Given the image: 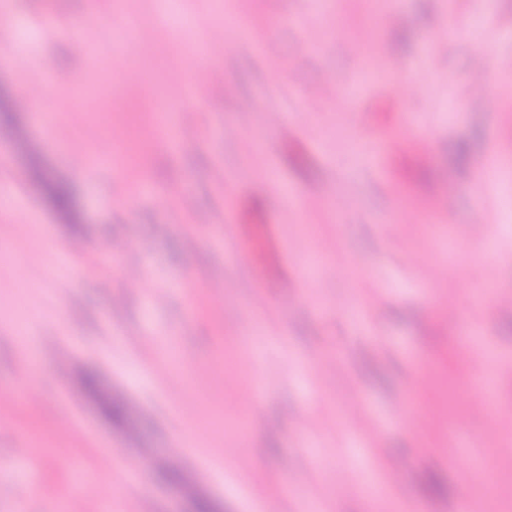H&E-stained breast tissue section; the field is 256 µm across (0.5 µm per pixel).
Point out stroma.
I'll return each instance as SVG.
<instances>
[{"label": "stroma", "instance_id": "35a3bbf8", "mask_svg": "<svg viewBox=\"0 0 512 512\" xmlns=\"http://www.w3.org/2000/svg\"><path fill=\"white\" fill-rule=\"evenodd\" d=\"M5 2L0 512H512V0Z\"/></svg>", "mask_w": 512, "mask_h": 512}]
</instances>
